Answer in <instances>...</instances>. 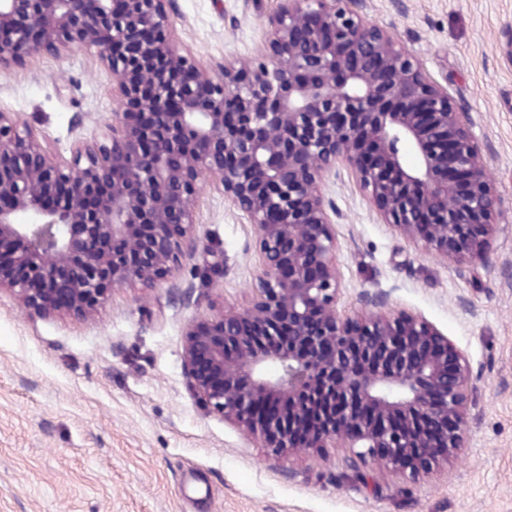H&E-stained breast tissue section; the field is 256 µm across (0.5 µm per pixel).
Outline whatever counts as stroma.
Masks as SVG:
<instances>
[{
	"label": "stroma",
	"instance_id": "1",
	"mask_svg": "<svg viewBox=\"0 0 512 512\" xmlns=\"http://www.w3.org/2000/svg\"><path fill=\"white\" fill-rule=\"evenodd\" d=\"M278 0H172L178 42L220 71L256 55ZM425 71L472 113L497 195L496 268L454 265L381 223L353 182H325L336 227L341 314L361 294L422 312L479 372L465 445L412 480L343 478L341 449L274 456L199 406L182 371L191 318L251 306L252 224L200 178L195 256L153 286L112 288L94 320L42 317L0 295V512H512V0H367ZM113 74L75 47L0 68V110L57 159L112 134ZM224 255L221 268L213 253Z\"/></svg>",
	"mask_w": 512,
	"mask_h": 512
}]
</instances>
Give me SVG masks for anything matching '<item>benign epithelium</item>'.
Here are the masks:
<instances>
[{
  "label": "benign epithelium",
  "instance_id": "benign-epithelium-1",
  "mask_svg": "<svg viewBox=\"0 0 512 512\" xmlns=\"http://www.w3.org/2000/svg\"><path fill=\"white\" fill-rule=\"evenodd\" d=\"M365 0H280L258 54L212 72L174 40L170 0H0V66L73 47L113 72L112 137L62 163L0 111V293L94 319L112 287L168 278L197 241L207 175L254 226L242 312L194 317L195 402L281 456L341 448L348 479L415 476L465 442L477 373L418 311L338 310L336 224L320 186L349 174L409 243L493 268L495 206L468 112ZM27 213L32 221L18 223Z\"/></svg>",
  "mask_w": 512,
  "mask_h": 512
}]
</instances>
